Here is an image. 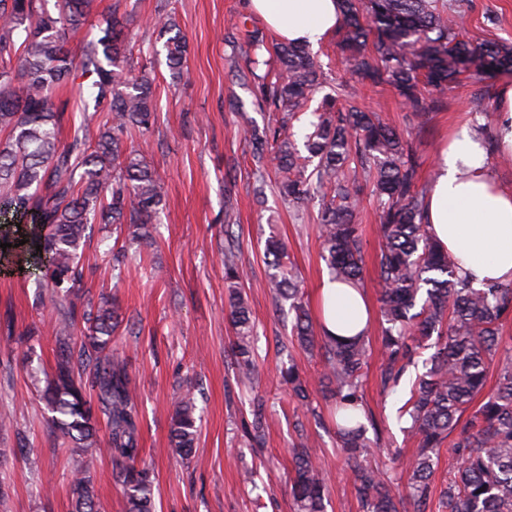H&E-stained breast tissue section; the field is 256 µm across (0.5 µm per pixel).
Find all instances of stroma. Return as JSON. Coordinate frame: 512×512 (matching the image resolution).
<instances>
[{"label":"stroma","instance_id":"35a3bbf8","mask_svg":"<svg viewBox=\"0 0 512 512\" xmlns=\"http://www.w3.org/2000/svg\"><path fill=\"white\" fill-rule=\"evenodd\" d=\"M159 0H100L99 10L112 5L130 11L139 27L138 55L154 79L157 112L146 138L136 140L147 161L165 184L155 245L144 247L142 263H129L113 275L99 263L104 246L92 238L85 251L92 272L86 273L81 298L107 296L126 327L112 339L113 352L122 355L138 385L141 457L154 480L158 512H296L288 481L292 451L306 445L330 477L326 512H359L347 460L336 451L331 421L316 423L286 386L279 371L295 363L314 392H321V359L300 350L291 341V325L277 311L264 287L269 268L264 241L277 235L288 246V263L302 278L308 301H315L327 269L316 223L317 203L308 217L297 219L266 188L264 202L253 191L249 148L250 129L267 125L270 114L260 109L244 86L232 80L225 57V23L243 13L251 27L264 28L263 19L250 13L247 0H177L178 23L188 39L189 77L173 81L164 55L148 46L157 37L148 22ZM460 7V26L475 41L512 44V0H448ZM315 55L334 82L350 88L348 103L379 112L398 131L409 128L406 112L394 91L385 84L358 82L338 55L335 40L316 49ZM475 64H468L461 81L449 91L446 105L429 117L417 141L422 173L437 166V147L455 128L471 122L483 92L485 106L496 108L498 93L512 84V71L475 82ZM243 109L229 111L228 99ZM236 169L235 187H226L224 174ZM237 218L224 226V210ZM376 204L364 196L359 214L365 260L364 290L376 302L373 260L381 240L377 233ZM241 242L246 273L245 291L255 322L257 360L255 391L265 402L262 446H254L246 432L252 421L247 396L236 380V365L229 352L234 329L227 317L228 291L217 251L226 231ZM58 313L50 299L36 300L33 282L0 269V418L9 428L0 430V483L7 495L0 512H71L73 462L66 445L54 432L37 387L56 361V339L51 325ZM16 329L35 327L38 337L30 346L9 345L5 318ZM368 378L363 385L366 405L386 442L373 457L388 467V448L412 450L397 421V410L408 397V383L397 392H383L378 377L380 321L372 319ZM203 390L197 401L201 429L190 462L174 456L171 442L172 402L187 379ZM303 432H296V422ZM255 474L244 484L243 471Z\"/></svg>","mask_w":512,"mask_h":512}]
</instances>
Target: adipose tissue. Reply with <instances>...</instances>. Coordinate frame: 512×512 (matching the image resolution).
Masks as SVG:
<instances>
[{
	"label": "adipose tissue",
	"instance_id": "obj_1",
	"mask_svg": "<svg viewBox=\"0 0 512 512\" xmlns=\"http://www.w3.org/2000/svg\"><path fill=\"white\" fill-rule=\"evenodd\" d=\"M249 7L282 39L312 48L342 23L340 0H249ZM426 222L474 287L512 281V187L496 179L481 133L461 128L440 148ZM318 292L329 334L352 336L365 327L366 303L354 288L326 276Z\"/></svg>",
	"mask_w": 512,
	"mask_h": 512
}]
</instances>
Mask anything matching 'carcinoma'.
<instances>
[{
	"instance_id": "obj_1",
	"label": "carcinoma",
	"mask_w": 512,
	"mask_h": 512,
	"mask_svg": "<svg viewBox=\"0 0 512 512\" xmlns=\"http://www.w3.org/2000/svg\"><path fill=\"white\" fill-rule=\"evenodd\" d=\"M97 0H56L51 13L38 0H0V209L31 215L33 222L0 237V262L35 272L36 288L73 289L84 278L83 255L93 226L127 229L130 239L153 244L150 224L165 195L164 184L140 150L129 145L155 122L153 79L126 56L131 24L118 7L96 11ZM337 46L363 80L387 82L402 100L410 124L420 129L439 110L463 63L476 59L481 74L512 70V46L459 38L457 10L448 0H342ZM247 18L227 26L229 75L253 87L257 105L282 117L249 136L255 182L276 173L283 203L299 208L321 202L317 214L329 276L363 287L364 246L357 211L358 174L372 185L383 244L376 259L382 320V390L395 391L416 370L401 407L412 456L392 457L405 482H393L371 463L381 432L362 397L369 338L333 339L315 331L297 276L284 265L286 244L275 237L265 253L278 273L267 280L275 301L289 302L292 337L304 350L318 349L323 383L334 396L330 414L340 452L352 465L360 512H399L400 500L424 512L441 449L450 444L456 470L439 492L441 512H512V353L501 347L500 328L512 317V282L474 288L459 275L455 257L430 236L425 224L428 187L420 183L415 139L365 108L345 109L339 86H330L314 111L311 96L327 85L309 47L268 41L258 28L242 31ZM93 33L70 45L71 35ZM174 78L188 74L187 38L162 6L155 23ZM85 79L82 110L103 113L96 134L89 125L61 142L70 100L58 90ZM303 125L295 138L294 123ZM25 244H19V241ZM229 290L232 346L239 376L254 379V323L240 289L244 271L239 241L227 234L222 253ZM119 326L112 301L71 303L54 327L57 356L43 399L54 428L79 460L72 483L73 512H100L94 488L96 424L108 428L115 482L125 512H155L153 479L138 466L142 448L138 395L127 362L112 353ZM433 353L421 359L423 351ZM496 383L485 390L489 367ZM280 382L315 413L307 382L290 366ZM195 388L185 385L173 403L170 438L182 460L195 452ZM373 436H368V432ZM290 492L297 512H324L327 478L306 448L295 450Z\"/></svg>"
}]
</instances>
